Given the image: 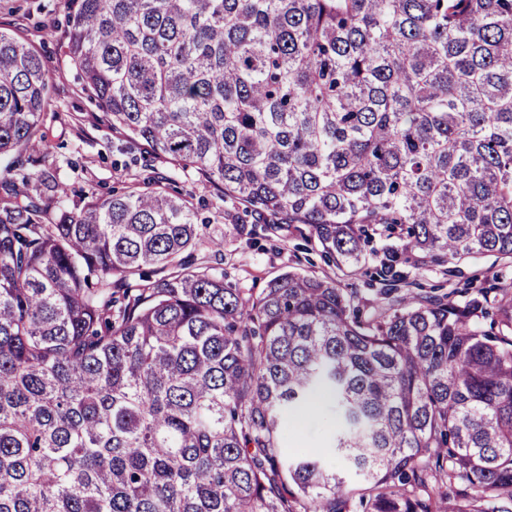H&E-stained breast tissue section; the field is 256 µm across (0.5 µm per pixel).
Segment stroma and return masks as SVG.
<instances>
[{"instance_id": "obj_1", "label": "stroma", "mask_w": 512, "mask_h": 512, "mask_svg": "<svg viewBox=\"0 0 512 512\" xmlns=\"http://www.w3.org/2000/svg\"><path fill=\"white\" fill-rule=\"evenodd\" d=\"M0 27L18 32L41 55L54 88L43 119L50 153L20 156L23 168L54 174L74 198L90 190L120 193L132 185L179 191L191 199L200 217L206 218L202 227L206 236L223 238L224 280L244 292L259 293L278 274L301 268L316 276H330L340 287L356 289L364 312L382 305L378 281L325 263L317 243L262 230L252 239L237 235L233 224L255 228L253 214L200 181L193 171L152 159L140 144L96 122L93 115L98 107L66 55L68 25L62 0H0ZM498 268L492 256L419 266L402 262L396 270L405 285L398 294L406 296L411 283L440 295L457 288H490Z\"/></svg>"}]
</instances>
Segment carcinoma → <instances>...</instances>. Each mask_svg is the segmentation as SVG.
Returning <instances> with one entry per match:
<instances>
[{"label": "carcinoma", "mask_w": 512, "mask_h": 512, "mask_svg": "<svg viewBox=\"0 0 512 512\" xmlns=\"http://www.w3.org/2000/svg\"><path fill=\"white\" fill-rule=\"evenodd\" d=\"M95 116L266 229L394 282L512 265V0H63ZM52 85L0 29V159ZM0 200V512H512V279L360 315L332 278L260 294L194 253L191 200ZM145 266L160 277L132 291ZM322 406L323 449L288 447ZM448 479L452 492L434 483ZM408 256L407 262L396 265L395 270L405 282L413 283L412 287L398 289L395 296L402 298L406 296L414 286H421L430 290L434 288L436 294H448L452 296L454 289L466 287L492 288L496 283V271L500 268L501 262L496 261L494 256H484L464 262L445 261L439 264L414 265V256ZM472 290V291H473ZM451 298H457L452 296Z\"/></svg>", "instance_id": "obj_1"}]
</instances>
